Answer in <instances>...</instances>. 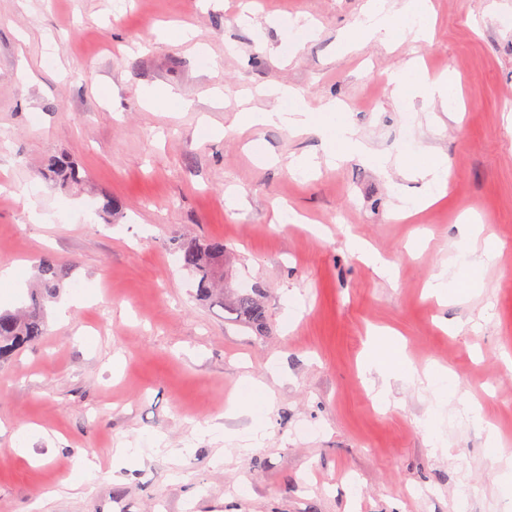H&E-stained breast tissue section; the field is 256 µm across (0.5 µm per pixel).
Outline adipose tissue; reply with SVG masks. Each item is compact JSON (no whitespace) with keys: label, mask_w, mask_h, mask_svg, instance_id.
I'll return each instance as SVG.
<instances>
[{"label":"adipose tissue","mask_w":512,"mask_h":512,"mask_svg":"<svg viewBox=\"0 0 512 512\" xmlns=\"http://www.w3.org/2000/svg\"><path fill=\"white\" fill-rule=\"evenodd\" d=\"M429 29L430 16L425 0H402L397 7L390 5L388 0H367L362 20L355 30L342 34L338 48L347 53L374 39L387 44H397L409 38L419 41L427 38ZM389 82L399 98L419 97L426 102H437L448 112L459 109L457 91L448 75L431 76L416 65L409 64L392 73ZM259 93L274 98L275 107L243 108L234 121L237 129L282 125L295 133L317 134L321 139L324 157L308 153L294 156L288 164L290 173L308 177L316 171L320 161L333 164L353 156L378 170H386L390 161L388 156L368 147L357 130L337 110L335 103H327L322 115L316 117L299 100L296 92L287 87L268 85L260 88ZM397 163L405 172L421 181L422 193L414 206H399L395 211L396 218L408 217L413 207L432 205L445 196L448 189L447 156L418 147L401 154ZM499 249L497 238L485 233L483 226L468 225L456 243L455 254L428 282L429 294L441 301L474 296L483 288L485 272ZM362 371L379 382L377 395L381 400L389 399L391 381L401 380L426 387L437 402H454L457 411L473 421L481 419L480 406L475 400L449 391L448 385L454 378L450 369L442 366L416 368L404 351L395 345L389 332L378 333ZM243 392L242 409L251 416V425L242 430L207 426L200 428L199 437H221L226 443L243 448L260 440L264 429L263 417L274 403L273 391L268 382L248 379L244 382Z\"/></svg>","instance_id":"obj_1"}]
</instances>
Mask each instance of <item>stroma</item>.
Segmentation results:
<instances>
[{
    "mask_svg": "<svg viewBox=\"0 0 512 512\" xmlns=\"http://www.w3.org/2000/svg\"><path fill=\"white\" fill-rule=\"evenodd\" d=\"M365 2L0 0V264L20 268L0 309L28 304L41 255L63 275L45 335L0 365V512H503L484 432L440 407L451 453L433 451L419 423L430 393L397 382L399 406L380 408L360 361L370 331L393 328L415 367L449 366L499 433L512 423V0H431V42L338 52ZM298 15L314 34L285 31ZM166 26L191 28L192 42L158 39ZM414 57L459 78L463 116L394 98L388 78ZM272 84L314 111L336 101L379 152H444L447 198L399 221L420 183L397 166L291 175L318 137L231 128L245 92ZM150 87L183 107L150 106ZM60 156L81 182L47 179ZM234 187L243 204L229 203ZM107 196L120 214L102 211ZM278 205L306 224L275 223ZM470 211L501 252L480 296L442 305L425 284ZM350 234L395 265V283L349 253ZM210 238L230 253L232 287L258 290L264 335L196 298L171 244ZM292 290L302 308L288 327ZM275 358L287 369L261 444L197 439L206 423L249 425L242 382L269 381ZM152 438L161 448L116 459ZM84 449L99 471L69 488Z\"/></svg>",
    "mask_w": 512,
    "mask_h": 512,
    "instance_id": "1",
    "label": "stroma"
}]
</instances>
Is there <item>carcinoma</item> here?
<instances>
[{
  "instance_id": "cac0c4a2",
  "label": "carcinoma",
  "mask_w": 512,
  "mask_h": 512,
  "mask_svg": "<svg viewBox=\"0 0 512 512\" xmlns=\"http://www.w3.org/2000/svg\"><path fill=\"white\" fill-rule=\"evenodd\" d=\"M182 268L193 278L197 293L224 307L234 321L258 334L266 332L265 305L254 290L240 289L224 296V240L183 242L176 246ZM39 286L30 293V304L19 312H0V365L46 333L45 303L60 291L62 277L56 260L45 255L39 264Z\"/></svg>"
}]
</instances>
